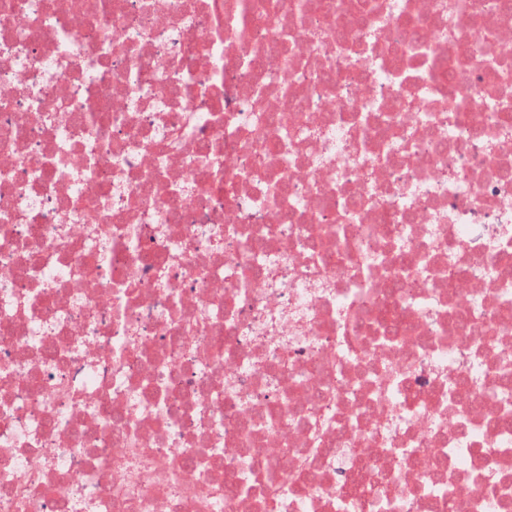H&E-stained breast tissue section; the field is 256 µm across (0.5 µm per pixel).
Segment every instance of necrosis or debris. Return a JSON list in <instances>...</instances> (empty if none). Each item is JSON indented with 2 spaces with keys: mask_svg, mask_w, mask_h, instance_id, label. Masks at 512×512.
<instances>
[{
  "mask_svg": "<svg viewBox=\"0 0 512 512\" xmlns=\"http://www.w3.org/2000/svg\"><path fill=\"white\" fill-rule=\"evenodd\" d=\"M0 0V512H512V0Z\"/></svg>",
  "mask_w": 512,
  "mask_h": 512,
  "instance_id": "4bbe7bcc",
  "label": "necrosis or debris"
}]
</instances>
